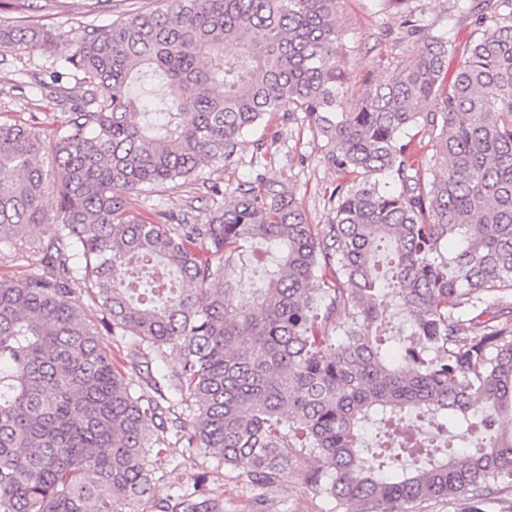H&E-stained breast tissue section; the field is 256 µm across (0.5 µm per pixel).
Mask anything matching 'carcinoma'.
<instances>
[{
  "mask_svg": "<svg viewBox=\"0 0 512 512\" xmlns=\"http://www.w3.org/2000/svg\"><path fill=\"white\" fill-rule=\"evenodd\" d=\"M165 2L70 38L0 23L1 50L54 56L35 85L72 111L50 138L0 123V239L49 227L40 268L0 281V512H222L203 473L153 499L147 459L175 441L266 486L306 452L308 482L345 512L477 500L512 479V11L470 0L490 24L450 77L451 29L382 0L417 53L351 101L337 0ZM69 71L88 86L79 103ZM272 112L303 113L325 142L339 183L320 230L259 172L204 224L127 210V194L233 158ZM242 242L262 273L247 292ZM386 289L411 315L399 357ZM85 294L146 352L117 367ZM168 347L177 365L157 377Z\"/></svg>",
  "mask_w": 512,
  "mask_h": 512,
  "instance_id": "obj_1",
  "label": "carcinoma"
}]
</instances>
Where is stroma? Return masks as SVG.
Returning <instances> with one entry per match:
<instances>
[{"label": "stroma", "instance_id": "obj_1", "mask_svg": "<svg viewBox=\"0 0 512 512\" xmlns=\"http://www.w3.org/2000/svg\"><path fill=\"white\" fill-rule=\"evenodd\" d=\"M416 4L428 20L450 26L458 52L449 57L448 70L456 72L462 61L461 48L482 30L478 18L468 10V0H416ZM161 6V0H0V22L51 28L71 36L84 26H105L126 14L150 12ZM336 24L342 31L341 65L349 77L351 98H358L367 84L391 80L397 61L415 53L414 43L397 44L385 37V30L394 28L395 21L379 0H339ZM51 65V57L38 49L0 54L1 120L22 121L49 130L67 121L68 110L42 96L29 82L33 74L48 76ZM267 128L271 159L264 176L294 184L308 223L321 227L330 218L327 200L337 182L335 171L323 159L321 139L301 115L288 122L280 114H271ZM252 154V142H245L229 162L204 163L178 184L157 187L149 194L129 195L128 206L146 218L164 210L184 217L190 224L205 223L212 209L231 203L229 187L252 175ZM215 185L222 188V195L212 194ZM44 235L43 227L34 226L25 241H0L1 280L18 278L28 271L29 245ZM149 465L155 477L153 494L159 499L178 497L189 487L192 475L204 472L224 512H338L334 499L306 483L304 475L314 465L306 455L297 456L288 477L269 489L240 482L221 458L199 450L181 447L168 455H153Z\"/></svg>", "mask_w": 512, "mask_h": 512}]
</instances>
